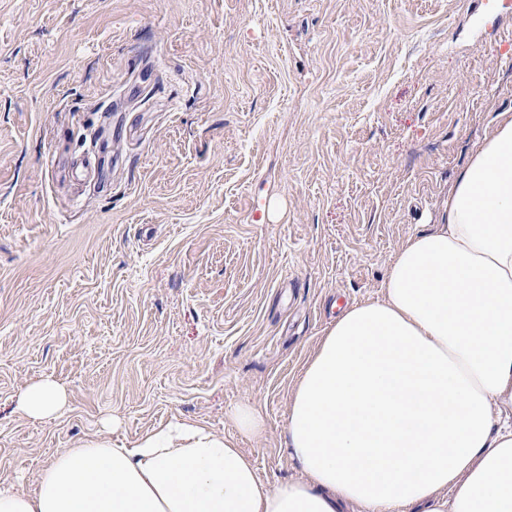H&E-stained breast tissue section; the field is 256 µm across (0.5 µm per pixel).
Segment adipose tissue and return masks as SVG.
I'll return each mask as SVG.
<instances>
[{
    "mask_svg": "<svg viewBox=\"0 0 512 512\" xmlns=\"http://www.w3.org/2000/svg\"><path fill=\"white\" fill-rule=\"evenodd\" d=\"M68 405L45 378L19 408L47 422ZM235 434L173 420L119 446L57 452L35 492L0 485V512H512V114L448 189L437 228L396 251L381 298L346 307L295 386L286 445L299 480L269 485Z\"/></svg>",
    "mask_w": 512,
    "mask_h": 512,
    "instance_id": "1",
    "label": "adipose tissue"
}]
</instances>
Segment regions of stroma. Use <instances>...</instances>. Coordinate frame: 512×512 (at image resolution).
<instances>
[{
    "label": "stroma",
    "instance_id": "obj_1",
    "mask_svg": "<svg viewBox=\"0 0 512 512\" xmlns=\"http://www.w3.org/2000/svg\"><path fill=\"white\" fill-rule=\"evenodd\" d=\"M506 112L512 0H0V483L245 403L301 478L305 362ZM67 405L66 392L50 378H44L28 385L19 397V409L29 419L37 422H47L58 418Z\"/></svg>",
    "mask_w": 512,
    "mask_h": 512
}]
</instances>
